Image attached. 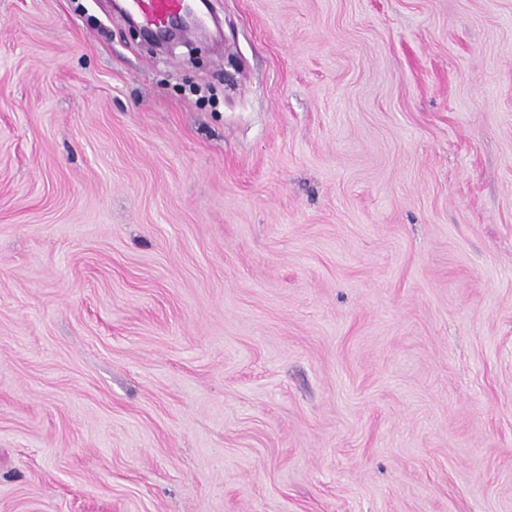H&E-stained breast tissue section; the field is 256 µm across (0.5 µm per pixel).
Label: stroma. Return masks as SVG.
<instances>
[{"label":"stroma","instance_id":"1","mask_svg":"<svg viewBox=\"0 0 512 512\" xmlns=\"http://www.w3.org/2000/svg\"><path fill=\"white\" fill-rule=\"evenodd\" d=\"M0 0V512H512V0ZM188 0H126L127 13L139 19L144 26L161 29L174 17L188 10ZM193 22L191 12L183 15L168 31L169 36L180 33Z\"/></svg>","mask_w":512,"mask_h":512}]
</instances>
